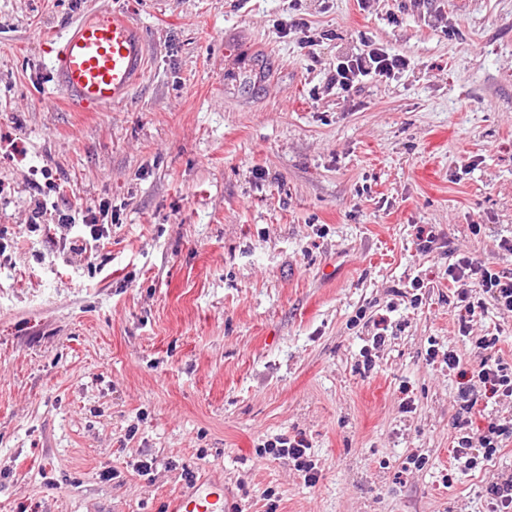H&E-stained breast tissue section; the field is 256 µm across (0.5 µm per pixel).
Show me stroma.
<instances>
[{"mask_svg": "<svg viewBox=\"0 0 512 512\" xmlns=\"http://www.w3.org/2000/svg\"><path fill=\"white\" fill-rule=\"evenodd\" d=\"M106 10L151 56L87 111L49 50ZM370 45L404 69L342 90ZM39 200L74 236L108 207L97 259L53 247ZM505 239L512 0H0V512H165L204 475L226 512H487L512 447L454 467L462 380L427 352L512 364V315L460 336L448 281L452 250L512 270ZM281 436L316 484L263 452ZM270 451L278 455H288L297 463L300 471L308 484H315L319 479V469L310 458V444L304 437H295L293 440L286 437H278L274 441H267Z\"/></svg>", "mask_w": 512, "mask_h": 512, "instance_id": "stroma-1", "label": "stroma"}]
</instances>
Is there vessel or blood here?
<instances>
[{"label": "vessel or blood", "instance_id": "b4317fda", "mask_svg": "<svg viewBox=\"0 0 512 512\" xmlns=\"http://www.w3.org/2000/svg\"><path fill=\"white\" fill-rule=\"evenodd\" d=\"M142 27L112 10L85 15L50 50L54 85L72 101L97 110L125 102L148 69ZM167 512H224V485L201 480L167 503Z\"/></svg>", "mask_w": 512, "mask_h": 512}]
</instances>
